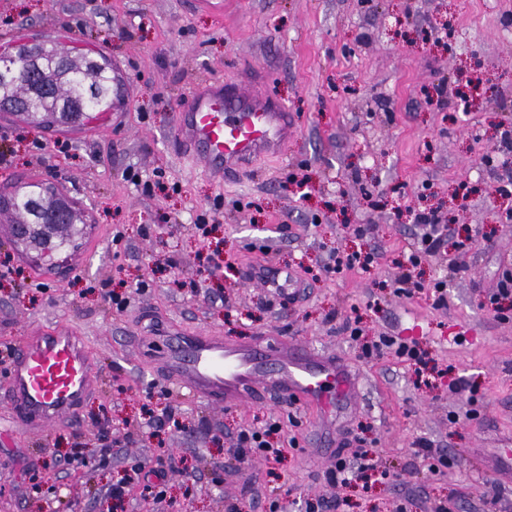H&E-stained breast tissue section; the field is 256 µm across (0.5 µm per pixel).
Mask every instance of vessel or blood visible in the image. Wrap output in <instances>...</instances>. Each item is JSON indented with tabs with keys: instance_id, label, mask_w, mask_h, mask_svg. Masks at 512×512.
<instances>
[{
	"instance_id": "1",
	"label": "vessel or blood",
	"mask_w": 512,
	"mask_h": 512,
	"mask_svg": "<svg viewBox=\"0 0 512 512\" xmlns=\"http://www.w3.org/2000/svg\"><path fill=\"white\" fill-rule=\"evenodd\" d=\"M112 76V108L126 109L130 80L117 67ZM251 81L246 67L224 82L193 86L180 104L172 140L214 179L234 180L254 160L282 155L293 136L287 108L256 93ZM246 277L280 296L298 290L292 269L286 267L255 266ZM161 372L210 405H246L268 395L297 400L314 411L318 427L350 411L357 394L348 368L285 337L236 345L220 336L177 332L164 342ZM99 386L93 353L80 336L66 327L39 325L12 348L0 374V405L13 423L40 432L75 421Z\"/></svg>"
}]
</instances>
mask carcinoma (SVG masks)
Returning a JSON list of instances; mask_svg holds the SVG:
<instances>
[{"mask_svg":"<svg viewBox=\"0 0 512 512\" xmlns=\"http://www.w3.org/2000/svg\"><path fill=\"white\" fill-rule=\"evenodd\" d=\"M33 76L25 70L0 66V104L18 116H40L46 128L62 125L61 112H75L79 123L95 118L97 112L112 110V63L86 54L77 56L53 47L35 57ZM6 206L17 213L18 224H43L56 212L69 208L58 198H46L31 190L14 194Z\"/></svg>","mask_w":512,"mask_h":512,"instance_id":"1","label":"carcinoma"}]
</instances>
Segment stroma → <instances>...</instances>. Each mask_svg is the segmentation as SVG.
Masks as SVG:
<instances>
[{"label": "stroma", "mask_w": 512, "mask_h": 512, "mask_svg": "<svg viewBox=\"0 0 512 512\" xmlns=\"http://www.w3.org/2000/svg\"><path fill=\"white\" fill-rule=\"evenodd\" d=\"M0 0V50L62 43L116 61L130 79L127 109L85 126L39 127L0 112L12 162L0 166V195L22 189L34 170L44 188L72 203L90 231L72 253L79 270L56 282L51 257L32 261L0 234V262L12 258L28 280L0 277V347L35 325L70 326L95 350L101 387L67 421L36 435L0 407V512H141L139 491L113 507L110 490L132 458L167 471L154 512H268L278 501L347 498L346 512H512V483L488 465L512 448V320L486 296L512 269V223L502 222L499 185L512 181L494 150L512 129V0ZM251 66L265 92L295 118L288 157L221 185L186 164L169 143L178 105L194 82L236 76ZM483 91L464 111L461 97ZM492 156L484 164V156ZM138 173L141 183L127 181ZM214 212L200 240L194 224ZM434 211L447 229L438 254L416 271L424 285L447 283L448 304L428 290L412 299L392 288L419 231L414 216ZM372 230L359 237L354 225ZM480 231L452 275L457 236ZM375 251L366 272L322 274L336 251ZM295 268L299 294L270 299L242 268ZM128 296L125 311L104 297ZM359 318L366 337L403 335L420 319V345L449 378L475 382L484 403L446 386L417 382L391 353L363 358L344 332ZM202 331L230 342L285 336L336 355L358 378L354 407L336 422L335 443L314 444L311 414L289 422L287 402L268 397L212 407L168 387L150 343L156 328ZM169 398H161V390ZM173 408L176 424L153 439L138 434L147 393ZM457 422H449V415ZM279 417L298 448L276 469L230 454L240 429ZM114 443L103 450L102 429ZM365 439L393 478L368 487L332 483L338 446ZM424 438L455 466L430 471L413 454ZM90 458L71 474L73 448ZM221 485H214V476Z\"/></svg>", "instance_id": "obj_1"}]
</instances>
